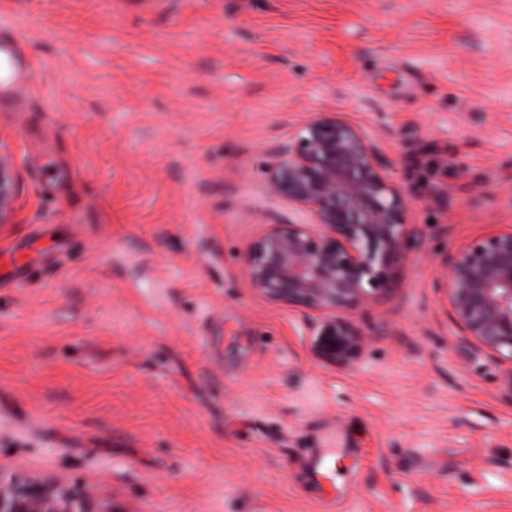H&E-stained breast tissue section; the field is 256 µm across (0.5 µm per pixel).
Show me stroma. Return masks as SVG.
<instances>
[{
	"mask_svg": "<svg viewBox=\"0 0 512 512\" xmlns=\"http://www.w3.org/2000/svg\"><path fill=\"white\" fill-rule=\"evenodd\" d=\"M2 24L43 75L0 105L1 474L113 512H512V401L437 287L512 224V0H0ZM317 112L377 141L423 229L350 369L244 274L288 217L268 149ZM19 191L18 167L9 155L0 153V224L11 223Z\"/></svg>",
	"mask_w": 512,
	"mask_h": 512,
	"instance_id": "stroma-1",
	"label": "stroma"
}]
</instances>
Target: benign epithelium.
Listing matches in <instances>:
<instances>
[{"mask_svg": "<svg viewBox=\"0 0 512 512\" xmlns=\"http://www.w3.org/2000/svg\"><path fill=\"white\" fill-rule=\"evenodd\" d=\"M269 194L304 217L266 225L248 249L244 273L269 301L310 312L311 352L350 368L368 345L351 315L388 291L421 236L409 220L412 194L380 159L377 143L335 112H317L270 148ZM20 191L18 167L0 153V224ZM448 316L460 355L500 365L498 387L512 402V225L442 258ZM0 512H112L60 481L0 474Z\"/></svg>", "mask_w": 512, "mask_h": 512, "instance_id": "obj_1", "label": "benign epithelium"}]
</instances>
